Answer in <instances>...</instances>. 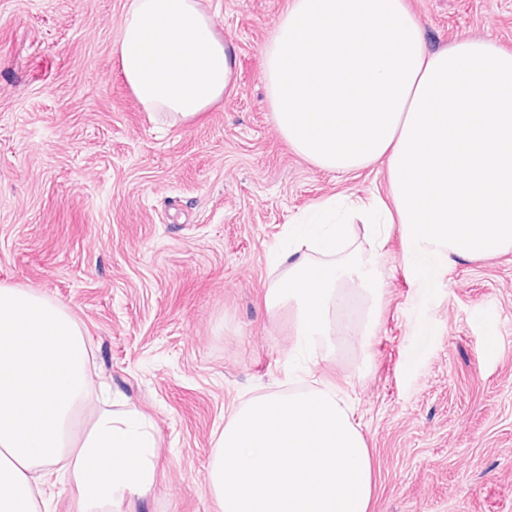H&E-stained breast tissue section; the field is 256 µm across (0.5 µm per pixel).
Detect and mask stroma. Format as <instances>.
<instances>
[{"instance_id":"1","label":"stroma","mask_w":512,"mask_h":512,"mask_svg":"<svg viewBox=\"0 0 512 512\" xmlns=\"http://www.w3.org/2000/svg\"><path fill=\"white\" fill-rule=\"evenodd\" d=\"M288 0H206L230 93L190 123L145 111L114 54L127 0H0V284L68 309L154 428L157 480L121 512H219L207 481L233 408L335 384L371 453L370 512H512V251L459 260L432 301L399 230L378 255L372 338L298 363L265 295L272 246L332 196L387 195L384 165L317 168L274 124L263 51ZM430 46L512 51V0H406ZM435 328L410 367L419 317Z\"/></svg>"}]
</instances>
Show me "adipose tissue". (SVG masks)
Listing matches in <instances>:
<instances>
[{
    "label": "adipose tissue",
    "mask_w": 512,
    "mask_h": 512,
    "mask_svg": "<svg viewBox=\"0 0 512 512\" xmlns=\"http://www.w3.org/2000/svg\"><path fill=\"white\" fill-rule=\"evenodd\" d=\"M115 53L146 111L187 121L221 100L234 61L202 0H128ZM94 385L82 329L65 308L0 285V512H49L54 474L76 512H120L156 478L153 427Z\"/></svg>",
    "instance_id": "obj_1"
}]
</instances>
